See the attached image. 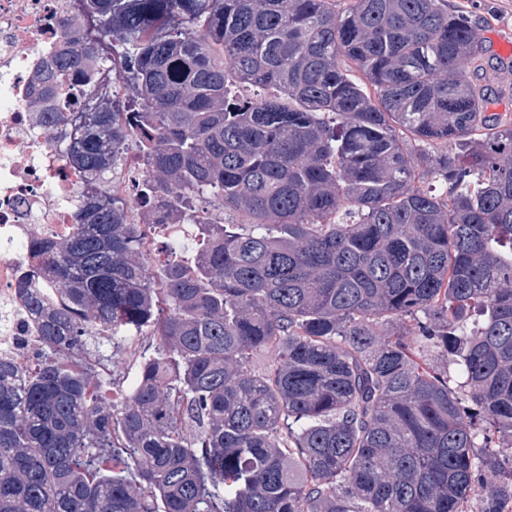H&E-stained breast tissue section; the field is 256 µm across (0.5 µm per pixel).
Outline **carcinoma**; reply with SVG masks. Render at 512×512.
<instances>
[{
  "label": "carcinoma",
  "instance_id": "obj_1",
  "mask_svg": "<svg viewBox=\"0 0 512 512\" xmlns=\"http://www.w3.org/2000/svg\"><path fill=\"white\" fill-rule=\"evenodd\" d=\"M344 2L63 22L43 96L109 55L125 93L48 113L94 191L30 240L40 349L0 357V512H512V120L469 77L468 14ZM131 146L133 200L106 179ZM169 224L183 259L149 278ZM142 335L106 397L94 373ZM152 343L149 336H136L132 338L130 343L126 346L124 354L116 365H111L112 378L116 382L124 381V386H130L134 380L136 372V364L141 355L147 349L148 345Z\"/></svg>",
  "mask_w": 512,
  "mask_h": 512
}]
</instances>
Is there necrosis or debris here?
<instances>
[{
  "mask_svg": "<svg viewBox=\"0 0 512 512\" xmlns=\"http://www.w3.org/2000/svg\"><path fill=\"white\" fill-rule=\"evenodd\" d=\"M77 8V0H0V304L8 309L0 351L17 358L38 343L14 298L33 265L31 232L64 233L86 191L83 172L69 161L68 129L47 132L44 115L30 105L62 48L61 24Z\"/></svg>",
  "mask_w": 512,
  "mask_h": 512,
  "instance_id": "4bbe7bcc",
  "label": "necrosis or debris"
}]
</instances>
